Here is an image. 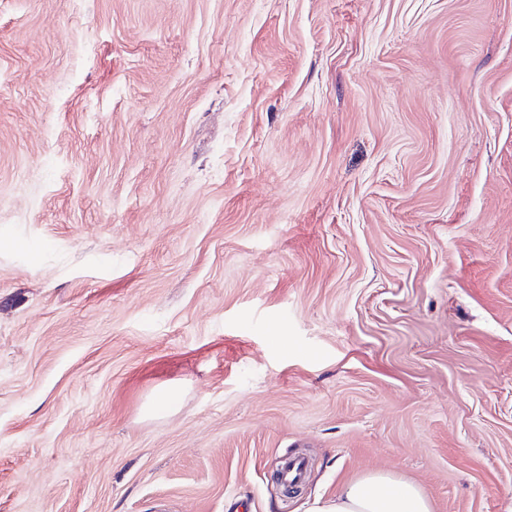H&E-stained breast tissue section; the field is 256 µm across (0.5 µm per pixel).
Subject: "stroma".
Instances as JSON below:
<instances>
[{"instance_id": "1", "label": "stroma", "mask_w": 512, "mask_h": 512, "mask_svg": "<svg viewBox=\"0 0 512 512\" xmlns=\"http://www.w3.org/2000/svg\"><path fill=\"white\" fill-rule=\"evenodd\" d=\"M375 470L512 512V0H0V512Z\"/></svg>"}]
</instances>
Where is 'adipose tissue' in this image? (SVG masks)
I'll return each mask as SVG.
<instances>
[{"mask_svg": "<svg viewBox=\"0 0 512 512\" xmlns=\"http://www.w3.org/2000/svg\"><path fill=\"white\" fill-rule=\"evenodd\" d=\"M306 512H432V505L419 486L381 470L342 484L332 496L314 497Z\"/></svg>", "mask_w": 512, "mask_h": 512, "instance_id": "ef3b65f1", "label": "adipose tissue"}]
</instances>
